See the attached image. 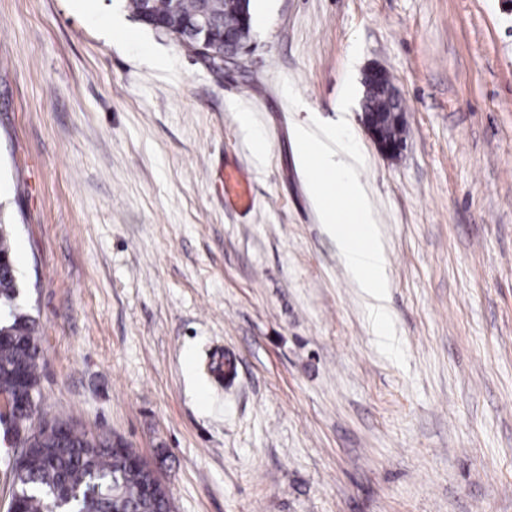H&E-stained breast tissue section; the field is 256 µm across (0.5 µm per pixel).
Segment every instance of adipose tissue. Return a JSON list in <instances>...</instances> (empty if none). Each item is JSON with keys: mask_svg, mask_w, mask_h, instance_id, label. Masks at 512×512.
<instances>
[{"mask_svg": "<svg viewBox=\"0 0 512 512\" xmlns=\"http://www.w3.org/2000/svg\"><path fill=\"white\" fill-rule=\"evenodd\" d=\"M298 139L313 166L312 183L327 203L325 224L338 257L366 294L379 297L387 258L356 173V141L343 131L318 139L305 129L299 131Z\"/></svg>", "mask_w": 512, "mask_h": 512, "instance_id": "ef3b65f1", "label": "adipose tissue"}]
</instances>
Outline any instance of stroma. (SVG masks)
<instances>
[{
  "label": "stroma",
  "mask_w": 512,
  "mask_h": 512,
  "mask_svg": "<svg viewBox=\"0 0 512 512\" xmlns=\"http://www.w3.org/2000/svg\"><path fill=\"white\" fill-rule=\"evenodd\" d=\"M251 43L218 77L127 0H0V222L41 416L120 436L173 512H512V0H252ZM370 65L405 103L395 160L360 122ZM340 124L383 334L297 139Z\"/></svg>",
  "instance_id": "obj_1"
}]
</instances>
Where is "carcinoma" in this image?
I'll return each instance as SVG.
<instances>
[{"instance_id": "carcinoma-1", "label": "carcinoma", "mask_w": 512, "mask_h": 512, "mask_svg": "<svg viewBox=\"0 0 512 512\" xmlns=\"http://www.w3.org/2000/svg\"><path fill=\"white\" fill-rule=\"evenodd\" d=\"M199 0H153L158 31L173 19L191 21ZM216 35L242 39L251 29L245 18L210 0ZM10 225L0 224V396L27 394V402L0 412V435L11 448H24L21 460L7 466L10 489L20 495L22 512H170L169 493L148 490L150 472L131 461L130 448H117L109 433H88L63 421L36 420L42 356L37 320L17 303L19 288L11 249Z\"/></svg>"}]
</instances>
